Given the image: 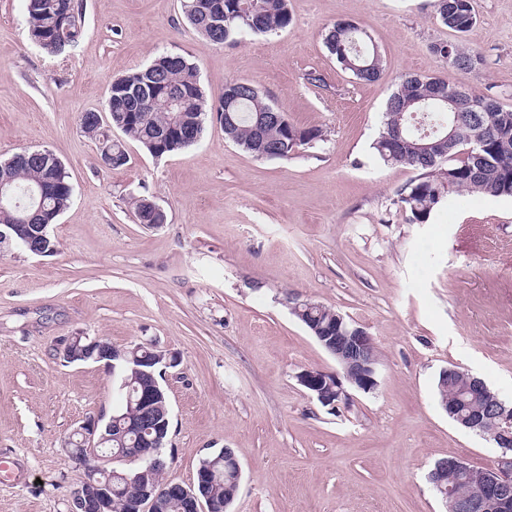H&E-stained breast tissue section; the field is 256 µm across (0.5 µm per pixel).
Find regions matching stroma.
<instances>
[{
    "label": "stroma",
    "mask_w": 512,
    "mask_h": 512,
    "mask_svg": "<svg viewBox=\"0 0 512 512\" xmlns=\"http://www.w3.org/2000/svg\"><path fill=\"white\" fill-rule=\"evenodd\" d=\"M459 34L435 0H289L279 32L217 45L180 0H82L85 35L58 57L27 36L24 0H0V160L51 151L73 187L51 227L57 250L0 245V512H70L82 471L64 443L120 408V377L66 364L72 336L177 357L163 387L171 428L165 476L189 485L208 453L232 449L242 475L227 512H445L428 474L458 457L495 465L500 448L442 410L440 371L457 367L512 401V197L454 193L423 224L398 190L416 170L384 164L372 142L406 76L441 77L512 108V0H472ZM339 19L365 29L383 71L363 83L324 44ZM460 41L484 64L464 72L432 47ZM164 52L199 68L215 101L252 83L321 141L258 159L208 116L200 141L152 157L113 130L128 156L107 169L80 128L115 77ZM167 215L139 224L133 199ZM299 296L372 336L378 386L321 405L300 385L337 364L291 312Z\"/></svg>",
    "instance_id": "35a3bbf8"
}]
</instances>
